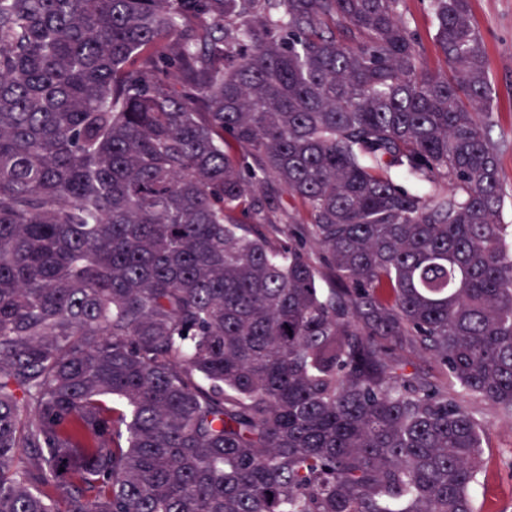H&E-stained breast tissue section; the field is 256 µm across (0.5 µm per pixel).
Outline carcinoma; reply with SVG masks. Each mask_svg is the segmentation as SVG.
I'll return each mask as SVG.
<instances>
[{
    "label": "carcinoma",
    "mask_w": 512,
    "mask_h": 512,
    "mask_svg": "<svg viewBox=\"0 0 512 512\" xmlns=\"http://www.w3.org/2000/svg\"><path fill=\"white\" fill-rule=\"evenodd\" d=\"M402 4L0 0V512H474L512 225L469 0L444 74Z\"/></svg>",
    "instance_id": "1"
}]
</instances>
